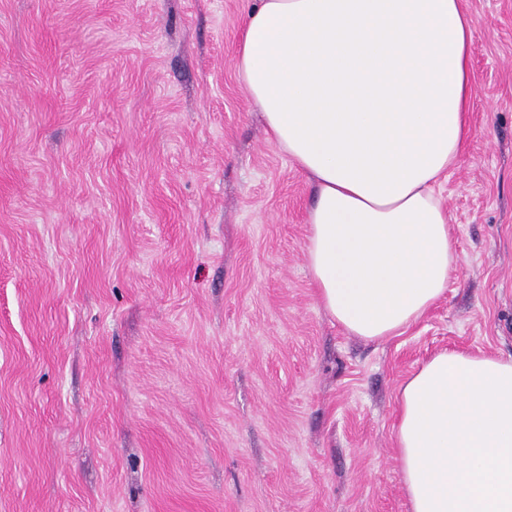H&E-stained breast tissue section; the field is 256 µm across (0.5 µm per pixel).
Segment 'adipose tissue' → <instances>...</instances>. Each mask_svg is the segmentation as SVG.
Returning a JSON list of instances; mask_svg holds the SVG:
<instances>
[{
    "label": "adipose tissue",
    "instance_id": "1",
    "mask_svg": "<svg viewBox=\"0 0 512 512\" xmlns=\"http://www.w3.org/2000/svg\"><path fill=\"white\" fill-rule=\"evenodd\" d=\"M250 2L238 67L311 181L318 302L350 335H401L457 263L435 187L470 134L472 21L460 0ZM396 445L410 512H512V358L434 355L401 389Z\"/></svg>",
    "mask_w": 512,
    "mask_h": 512
}]
</instances>
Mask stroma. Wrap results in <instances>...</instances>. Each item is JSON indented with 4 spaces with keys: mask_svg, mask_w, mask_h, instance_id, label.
<instances>
[{
    "mask_svg": "<svg viewBox=\"0 0 512 512\" xmlns=\"http://www.w3.org/2000/svg\"><path fill=\"white\" fill-rule=\"evenodd\" d=\"M473 23L458 254L402 335L318 304L246 0H0V512H409L400 390L512 356V0Z\"/></svg>",
    "mask_w": 512,
    "mask_h": 512,
    "instance_id": "1",
    "label": "stroma"
}]
</instances>
